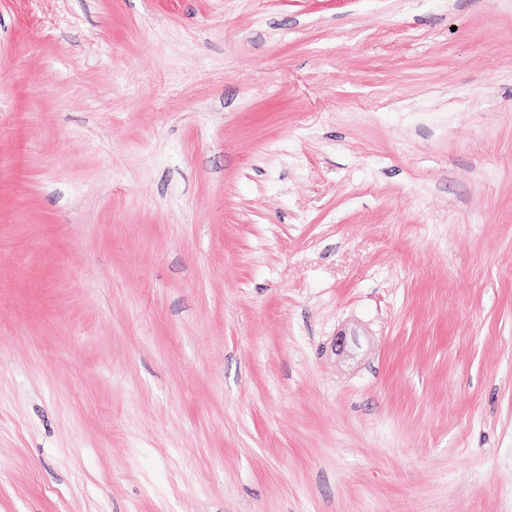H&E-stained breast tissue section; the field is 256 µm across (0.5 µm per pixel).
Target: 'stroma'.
Masks as SVG:
<instances>
[{
	"label": "stroma",
	"instance_id": "1",
	"mask_svg": "<svg viewBox=\"0 0 512 512\" xmlns=\"http://www.w3.org/2000/svg\"><path fill=\"white\" fill-rule=\"evenodd\" d=\"M0 512H512V0H0Z\"/></svg>",
	"mask_w": 512,
	"mask_h": 512
}]
</instances>
